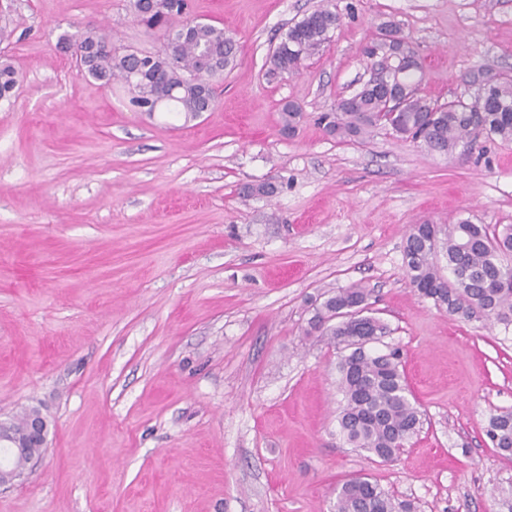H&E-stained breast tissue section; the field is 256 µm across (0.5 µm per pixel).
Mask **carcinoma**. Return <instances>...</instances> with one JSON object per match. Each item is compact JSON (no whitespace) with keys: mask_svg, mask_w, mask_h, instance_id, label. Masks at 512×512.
I'll use <instances>...</instances> for the list:
<instances>
[{"mask_svg":"<svg viewBox=\"0 0 512 512\" xmlns=\"http://www.w3.org/2000/svg\"><path fill=\"white\" fill-rule=\"evenodd\" d=\"M135 22L166 39L163 52L117 50L108 34L81 28L60 36L65 48L90 49L83 75L104 86L119 79L131 87V102L149 111L159 100L166 111L194 115L201 94H216L224 70L237 58L238 43L226 29L191 23L188 0H160L153 9L143 0H129ZM341 16L328 2L303 17L283 34L266 60V74L282 78L299 73L304 62L318 54ZM405 40L397 27L386 24L377 40L362 54L370 60L368 81L350 105L340 98L334 110L321 116L327 134L341 140L363 141L378 129L393 132L423 145L429 151L452 153L459 143L480 133L512 140V77L479 85L473 101L460 99L438 104L421 94L423 73L400 65L396 43ZM217 56L215 68L204 59ZM18 72L7 59L0 60V101L11 99ZM301 107H282L281 133L295 135ZM444 252L449 280L436 262ZM409 285L450 315L486 319L512 325V226L503 230L460 219L441 230L437 224H414L404 244ZM346 307L361 312L343 319ZM367 293L358 284L339 288L315 309L311 327L323 329L330 340L348 351L337 363L341 394L338 422L345 441L381 461H392L405 444L420 432L422 413L412 398L400 353H379L357 345V336H384L387 326L366 314ZM486 434L492 445L512 455V410L489 416ZM334 512H413L408 502L395 503L367 478L349 479L336 490Z\"/></svg>","mask_w":512,"mask_h":512,"instance_id":"carcinoma-1","label":"carcinoma"}]
</instances>
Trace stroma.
<instances>
[{
  "label": "stroma",
  "instance_id": "35a3bbf8",
  "mask_svg": "<svg viewBox=\"0 0 512 512\" xmlns=\"http://www.w3.org/2000/svg\"><path fill=\"white\" fill-rule=\"evenodd\" d=\"M189 4L239 44L216 107L190 119L137 111L58 48L100 27L162 50L127 0H0V58L20 75L0 104V420L36 406L50 424L0 512H330L357 475L417 512H493L512 456L484 428L512 408V328L420 296L403 244L424 222L512 224V141L446 156L390 130L342 141L317 118L368 79L361 49L386 22L428 99L512 75V0H336L352 14L274 82L268 53L321 0ZM289 100L304 112L290 137ZM264 182L273 196H242ZM353 283L424 413L391 462L343 440L342 351L307 331Z\"/></svg>",
  "mask_w": 512,
  "mask_h": 512
}]
</instances>
